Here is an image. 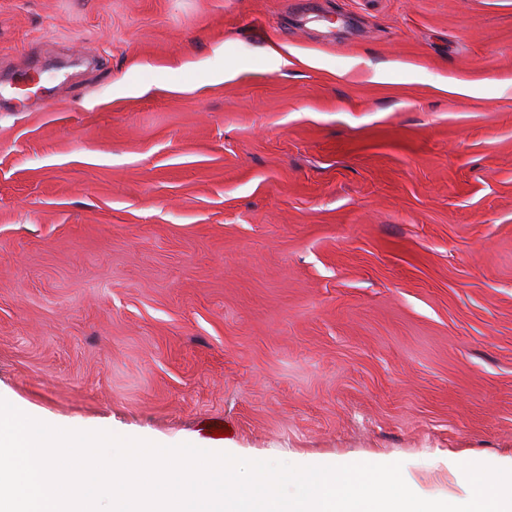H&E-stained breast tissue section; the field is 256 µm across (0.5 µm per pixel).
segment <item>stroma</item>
Returning <instances> with one entry per match:
<instances>
[{
    "label": "stroma",
    "instance_id": "stroma-1",
    "mask_svg": "<svg viewBox=\"0 0 512 512\" xmlns=\"http://www.w3.org/2000/svg\"><path fill=\"white\" fill-rule=\"evenodd\" d=\"M0 87V397L429 492L512 453V0H0Z\"/></svg>",
    "mask_w": 512,
    "mask_h": 512
}]
</instances>
